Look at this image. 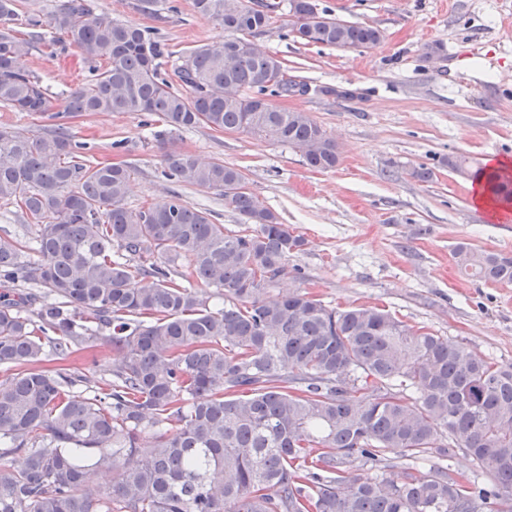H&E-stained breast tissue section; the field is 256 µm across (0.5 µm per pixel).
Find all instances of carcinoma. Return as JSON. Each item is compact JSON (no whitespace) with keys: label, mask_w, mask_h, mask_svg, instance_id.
Returning a JSON list of instances; mask_svg holds the SVG:
<instances>
[{"label":"carcinoma","mask_w":512,"mask_h":512,"mask_svg":"<svg viewBox=\"0 0 512 512\" xmlns=\"http://www.w3.org/2000/svg\"><path fill=\"white\" fill-rule=\"evenodd\" d=\"M194 4L231 37L183 56L182 93L161 76L172 52L153 29L99 14L94 0H58L45 19L27 13L22 37L11 26L18 0H0V105L54 109L20 66L47 27L94 63L64 112L265 136L313 169L335 168L336 141L308 113L271 102L297 89L277 55L250 44L274 8ZM316 7L288 0L290 32L305 45L383 38L371 25H311ZM165 161L166 178L221 191L247 227L226 230L177 192L132 211V165L95 160L60 126L0 128V201L35 229L26 246L0 236V455H22L0 472V512H512V364L382 308L269 295L303 237L238 168L172 148ZM475 177L512 205L511 169ZM455 258L466 276L512 283V254L462 243ZM108 328L115 362L102 383L39 367ZM454 448L482 482L438 462ZM392 455L406 461L392 478L351 472L357 460L381 470ZM99 470L116 479L98 496L88 481Z\"/></svg>","instance_id":"carcinoma-1"}]
</instances>
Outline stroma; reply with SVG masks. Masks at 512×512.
<instances>
[{"label": "stroma", "mask_w": 512, "mask_h": 512, "mask_svg": "<svg viewBox=\"0 0 512 512\" xmlns=\"http://www.w3.org/2000/svg\"><path fill=\"white\" fill-rule=\"evenodd\" d=\"M112 19L156 30L168 49L188 51L224 39L217 21L193 0H95ZM348 24L382 30V42L347 50L305 45L275 12L255 43L275 53L303 94L276 106L309 113L335 138V168L308 167L299 152L267 138L200 126L169 131L157 117L115 112L62 118L89 154L134 167L125 204L136 211L171 191L239 229V215L217 190L178 185L163 174L164 148L240 168L251 192L300 234L288 259L296 286L332 306L386 307L396 317L464 344L473 354L512 364V284L472 280L453 252L465 243L512 254V216L489 221L471 203L469 173L512 159V0H317ZM434 47L425 56V47ZM51 99L86 84L91 66L48 37L22 62ZM356 91L354 99L329 88ZM429 180L412 178L419 167Z\"/></svg>", "instance_id": "stroma-1"}]
</instances>
